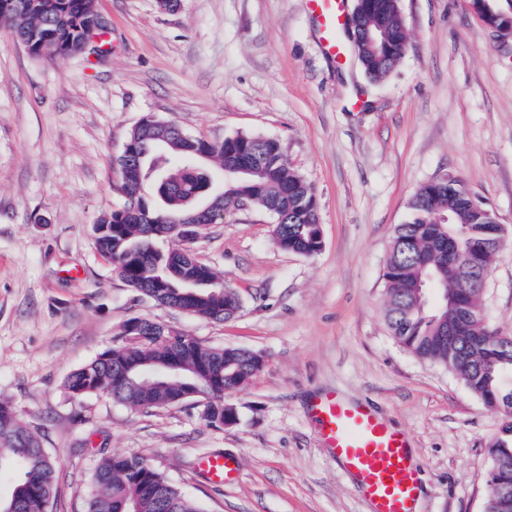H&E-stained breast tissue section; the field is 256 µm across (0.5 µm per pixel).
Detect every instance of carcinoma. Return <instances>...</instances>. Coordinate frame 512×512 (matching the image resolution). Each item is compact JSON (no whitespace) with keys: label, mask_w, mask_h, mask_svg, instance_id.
<instances>
[{"label":"carcinoma","mask_w":512,"mask_h":512,"mask_svg":"<svg viewBox=\"0 0 512 512\" xmlns=\"http://www.w3.org/2000/svg\"><path fill=\"white\" fill-rule=\"evenodd\" d=\"M27 8L4 14L17 42L37 58L83 54L82 34L95 17L92 0H24ZM380 28L362 66L372 82L383 80L402 58L407 32L398 0H375ZM256 149L269 158L259 173L245 181L231 180L224 187V209L234 207L239 196L274 218L273 242L283 251L313 257L323 248L312 187L288 166L278 140L237 133L224 141L201 144L193 139L182 148L154 147L164 172L150 183L151 197H136L138 212L130 202L101 216L93 231L98 252L110 260L121 280L161 306L169 296L147 294L171 262L193 279L182 303L191 316L230 321L239 307L235 290L218 282L204 264L194 266L189 250L171 254L160 242L179 239L176 225L189 214L187 199L207 194L202 177L191 169L187 151L205 150L224 171L234 150ZM112 228L105 232L103 228ZM492 225L479 223L478 211L462 184L448 179L439 186L424 184L409 203V217L395 227L383 273L384 316L398 343L416 357L448 367L487 405L504 412L502 435L490 445L491 464L486 476L489 495L485 512H512V334L491 329L483 306L484 286L499 250L489 245ZM477 260L472 278L457 274L458 260ZM432 281L448 290L436 305L425 302L418 284ZM182 358L194 369L187 382H156L141 377L143 369L166 358ZM264 358L238 347H212L192 339L172 342L156 335L143 347L122 342L99 353L71 371L63 389L79 402L90 395L106 394L131 408L152 409L186 401L194 391L218 400L224 415V394L243 388L261 369ZM10 462L20 470L0 512H52L55 497V462L39 436L23 421L11 402L0 399V467ZM144 458L115 452L99 460L90 476L86 512H200L181 490L169 483Z\"/></svg>","instance_id":"carcinoma-1"}]
</instances>
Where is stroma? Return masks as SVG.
<instances>
[{"label":"stroma","mask_w":512,"mask_h":512,"mask_svg":"<svg viewBox=\"0 0 512 512\" xmlns=\"http://www.w3.org/2000/svg\"><path fill=\"white\" fill-rule=\"evenodd\" d=\"M110 53L32 57L0 24V396L57 462L53 512H82L101 453L144 457L203 512H370L323 447L313 399L336 391L404 432L422 477L417 512H483L490 441L503 423L448 369L402 348L384 319L394 228L424 183L449 174L512 229V39L472 0H400L408 44L384 81L324 52L307 0H93ZM154 116L214 142L277 139L314 188L323 248H277L274 221L235 210L191 245L242 299L229 322L155 305L94 246L98 218L125 198L114 159ZM512 334V240L485 292ZM146 317L210 346L261 353L214 426L194 398L140 410L66 376ZM235 460L212 483L203 457Z\"/></svg>","instance_id":"stroma-1"}]
</instances>
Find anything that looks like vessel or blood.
<instances>
[{"instance_id":"b4317fda","label":"vessel or blood","mask_w":512,"mask_h":512,"mask_svg":"<svg viewBox=\"0 0 512 512\" xmlns=\"http://www.w3.org/2000/svg\"><path fill=\"white\" fill-rule=\"evenodd\" d=\"M307 7L329 57L343 60L338 34L345 27L346 0H307ZM311 412L322 444L361 486L371 512H416L419 477L404 433L381 421L367 405L333 392L315 398ZM202 470L220 484L236 465L213 455L204 459Z\"/></svg>"}]
</instances>
